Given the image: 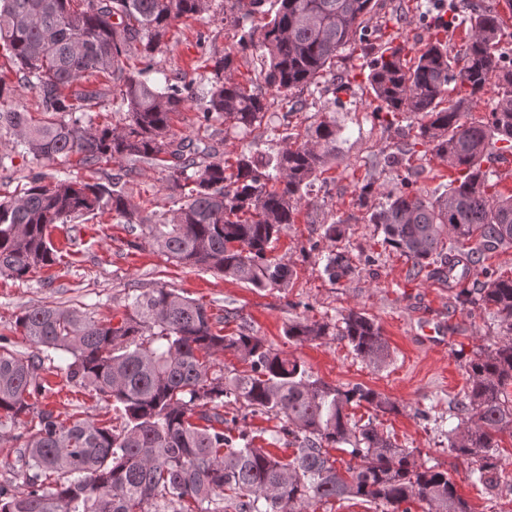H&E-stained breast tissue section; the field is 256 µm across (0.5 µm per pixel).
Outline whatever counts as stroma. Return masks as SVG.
<instances>
[{
    "label": "stroma",
    "mask_w": 512,
    "mask_h": 512,
    "mask_svg": "<svg viewBox=\"0 0 512 512\" xmlns=\"http://www.w3.org/2000/svg\"><path fill=\"white\" fill-rule=\"evenodd\" d=\"M418 0H375L368 22V44L355 43L341 50L337 74L347 76L343 88L321 84L319 92H300L306 107L283 114L277 93L260 76L255 51L238 53L235 64L241 83L264 95L269 103L268 124H286L295 141L304 140L312 124L333 119L343 129L339 151L328 171L316 180L306 204L294 224L289 225L275 244L274 253L293 272L287 288L258 290L223 274L183 266L169 260L136 224H120L111 216H87L75 225L58 224L50 229V240L58 260L27 278L0 276V337L10 349L43 358V347L21 336L15 321L27 309L43 304L93 312L95 318L120 316L133 289L168 288L203 303L209 313L223 318L225 333L256 335L266 345L288 358L303 361L313 377L331 386L362 384L393 400L395 412L376 415L367 406H350L354 419H375L380 428L402 447L413 452L417 464L435 466L447 472L457 494L471 512H512V485L489 492L469 477L473 462L448 450V430L457 423L456 407L466 390L465 364L478 348H491L504 339L491 310L481 305L460 306L457 288L447 280L412 277L404 256L382 242L374 225L365 223L360 200L376 203L395 190L408 169H417L412 187L433 197L443 193L456 171L432 156L416 152L409 165L391 170L383 157L414 143L416 119L386 116L374 97L367 75V46L382 47L399 39L407 56H415L426 43L439 35L448 38L449 54L464 48L465 30H442L434 22L420 21ZM235 27L220 18L181 19L171 28L167 44L155 55L158 68L177 70L189 79L204 83L208 70L205 59L213 50L232 47ZM221 156L235 160L249 150L274 152L284 148L281 140H268L264 129L241 139L225 134L223 121L210 129ZM13 136L0 135V154L13 161L0 168V198L16 194L33 176L60 171L80 174L75 161L40 162L22 159L13 152ZM128 189L149 215L170 207L165 172L142 163ZM344 219L348 222L346 244L352 258L374 255L370 266L331 282L323 272L322 258L330 248L322 239L320 225ZM356 310L373 318L387 340L391 358L375 368L357 357L346 341L326 336L314 342L296 344L288 340L290 324L301 319L335 322L341 314ZM442 324L441 339L423 335V324ZM71 356L56 353L45 361L40 374L46 389L35 395L38 408L60 414L78 413L98 421L114 423L110 402L92 396L68 383L64 367Z\"/></svg>",
    "instance_id": "1"
}]
</instances>
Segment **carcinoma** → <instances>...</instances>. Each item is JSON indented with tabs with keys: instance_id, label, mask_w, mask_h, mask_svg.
<instances>
[{
	"instance_id": "carcinoma-1",
	"label": "carcinoma",
	"mask_w": 512,
	"mask_h": 512,
	"mask_svg": "<svg viewBox=\"0 0 512 512\" xmlns=\"http://www.w3.org/2000/svg\"><path fill=\"white\" fill-rule=\"evenodd\" d=\"M216 0H0V48L16 67L17 84L36 90L40 113L0 109V132L17 138L18 154L36 161L79 156L89 176L31 180L0 200V276L22 279L57 261L48 237L53 224L109 214L120 224H139L175 262L245 282L260 290L288 287L291 269L272 255L274 243L295 223L309 188L336 158V120L309 130V139L276 153L249 151L235 163L221 158L202 135L178 138L171 115L199 103V126L222 119L245 138L268 111L263 96L236 79L235 53L208 58L209 87L155 68V53L173 23L203 19ZM218 4V3H216ZM266 23L250 28L243 47L260 51L265 84L295 112L304 102L293 93L332 74L337 53L364 40L373 0H278ZM218 7H224L219 3ZM448 26L468 25L460 56L435 39L414 58L390 45L369 65V84L380 108L418 120V144L457 171L448 190L432 200L410 190L408 180L367 210V223L383 244L411 262L410 273L466 279L485 255L512 248V195L489 193L501 173L493 162L512 153V68L493 55L502 20L495 7L471 0L448 2ZM102 73L112 89L82 84ZM466 95L442 106L448 86ZM495 101L485 119L469 121L473 99L489 86ZM112 96L126 113L121 127L85 126L86 113ZM126 162L106 182L102 164ZM167 173L174 208L141 214L121 182L135 165ZM347 221L323 225L332 247L323 271L338 281L354 273L345 239ZM459 276H454L456 269ZM461 304L494 308L510 339L480 349L466 364L467 390L457 406L460 422L448 432L458 457L478 458L476 480L493 491L503 471L494 450L497 435L512 430V278H489L458 293ZM117 323L77 308L40 305L17 318L29 342L71 354L70 383L112 401L123 414L117 429L90 417L61 419L28 398L43 388L40 359L0 345V426L23 415L34 422L13 459L0 461V512H307L329 499L363 498L383 512H470L448 473L415 464L373 421L348 413L365 403L375 412L396 409L384 394L354 385L332 387L312 379L305 364L283 357L258 336L223 334L207 308L168 288L130 296ZM352 346L375 368L390 359L380 327L350 310L336 325L299 320L288 327L297 343L328 335ZM219 351L240 357L244 374L212 369ZM234 404L245 414L278 418L287 426L292 456L285 460L254 445L227 424ZM356 459L345 471L328 449ZM16 479L23 489L11 488Z\"/></svg>"
}]
</instances>
